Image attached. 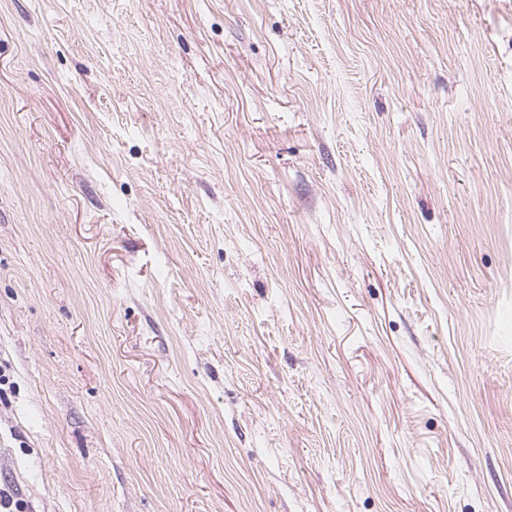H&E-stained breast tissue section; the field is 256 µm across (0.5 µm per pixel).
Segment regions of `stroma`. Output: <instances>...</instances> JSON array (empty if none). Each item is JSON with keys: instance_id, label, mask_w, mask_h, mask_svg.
<instances>
[{"instance_id": "obj_1", "label": "stroma", "mask_w": 512, "mask_h": 512, "mask_svg": "<svg viewBox=\"0 0 512 512\" xmlns=\"http://www.w3.org/2000/svg\"><path fill=\"white\" fill-rule=\"evenodd\" d=\"M0 487L512 512V0H0Z\"/></svg>"}]
</instances>
